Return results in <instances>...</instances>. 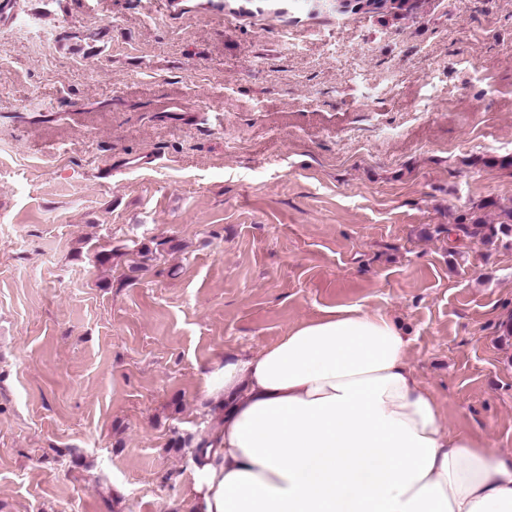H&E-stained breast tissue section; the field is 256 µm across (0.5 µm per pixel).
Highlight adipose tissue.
<instances>
[{
    "mask_svg": "<svg viewBox=\"0 0 512 512\" xmlns=\"http://www.w3.org/2000/svg\"><path fill=\"white\" fill-rule=\"evenodd\" d=\"M385 316L334 310L205 378L192 512H512V451L444 425Z\"/></svg>",
    "mask_w": 512,
    "mask_h": 512,
    "instance_id": "adipose-tissue-1",
    "label": "adipose tissue"
}]
</instances>
